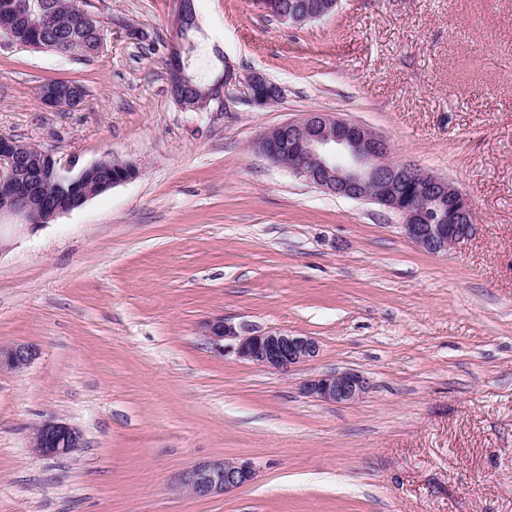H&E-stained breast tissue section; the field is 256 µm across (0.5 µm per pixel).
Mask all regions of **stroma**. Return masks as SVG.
<instances>
[{
  "instance_id": "35a3bbf8",
  "label": "stroma",
  "mask_w": 512,
  "mask_h": 512,
  "mask_svg": "<svg viewBox=\"0 0 512 512\" xmlns=\"http://www.w3.org/2000/svg\"><path fill=\"white\" fill-rule=\"evenodd\" d=\"M177 0H87L108 31L89 60L0 41V135L82 169L140 176L32 230L0 224V512H512V0H340L298 25L262 0H195V44L235 83L202 111L170 97ZM259 73L282 89L251 104ZM49 80L84 87L46 106ZM331 112L391 159L472 202V239L433 255L401 218L272 164L261 135ZM315 337L275 372L217 356L202 321ZM344 368L354 405L308 398ZM59 418L82 448L47 457ZM216 457L254 483L197 498L176 477ZM37 356V351L27 345L0 348V369L20 371L28 367ZM302 390L315 400L337 404H355L369 390L368 379L359 371L345 369L313 375L302 382ZM30 448L43 456H63L84 445L81 431L55 418L38 423L30 437Z\"/></svg>"
}]
</instances>
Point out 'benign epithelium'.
I'll return each instance as SVG.
<instances>
[{
    "label": "benign epithelium",
    "instance_id": "benign-epithelium-1",
    "mask_svg": "<svg viewBox=\"0 0 512 512\" xmlns=\"http://www.w3.org/2000/svg\"><path fill=\"white\" fill-rule=\"evenodd\" d=\"M340 0H292L284 5L276 2L280 19L301 24L326 17L336 11ZM175 41L169 57L173 85L189 83L184 58L187 33L198 29L193 0H177ZM44 3L29 0L20 16L22 26L32 28L42 19ZM0 38L24 46L17 37L14 17L16 5L5 0L0 5ZM233 80V72L224 66L214 82L203 91L209 100L221 97ZM271 81L261 74L248 81L251 102L258 106L276 100ZM44 104L54 108H72L85 97L82 87L67 81L45 84L40 89ZM270 147H288L286 169L333 195L369 200L396 213L405 234L423 250L437 254L469 239L475 229V212L468 198L448 180L429 174L405 162H389L388 140L355 122L328 112H309L304 117L275 127L267 133ZM43 155L23 151L15 138L0 136V201L14 196L23 198L16 207L0 204V221L35 229L43 222L36 220L35 209L43 197L51 195L59 205L51 217L70 212L93 198L79 189L83 175L94 169L89 165L78 173L55 158L52 150L41 149ZM204 342L216 354L233 353L249 364L275 371H290L314 360L320 345L312 337L287 330L256 331L236 329L222 317L202 323ZM37 351L27 345L0 348V369L20 371L28 367ZM303 392L318 401L355 404L369 390L368 379L359 371L345 369L313 375L302 382ZM84 445L81 431L55 418L38 423L30 437V448L43 456H63ZM257 478V469L248 460H208L185 469L179 485L196 497L226 494Z\"/></svg>",
    "mask_w": 512,
    "mask_h": 512
}]
</instances>
